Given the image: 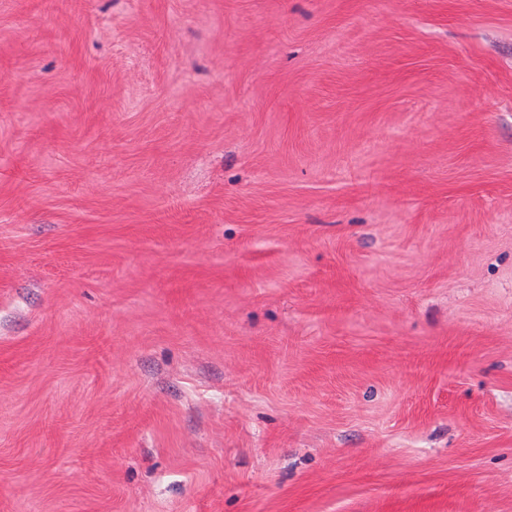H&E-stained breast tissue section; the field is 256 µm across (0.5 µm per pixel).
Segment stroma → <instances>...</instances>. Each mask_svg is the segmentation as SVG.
<instances>
[{"instance_id":"stroma-1","label":"stroma","mask_w":512,"mask_h":512,"mask_svg":"<svg viewBox=\"0 0 512 512\" xmlns=\"http://www.w3.org/2000/svg\"><path fill=\"white\" fill-rule=\"evenodd\" d=\"M0 512H512V0H0Z\"/></svg>"}]
</instances>
